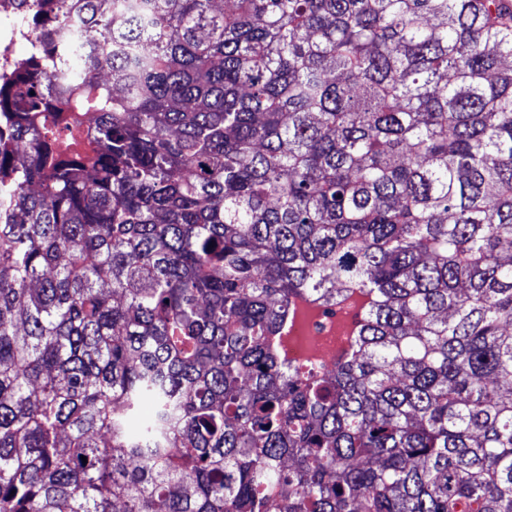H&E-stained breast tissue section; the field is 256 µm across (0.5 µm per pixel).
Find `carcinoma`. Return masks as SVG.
<instances>
[{"mask_svg":"<svg viewBox=\"0 0 512 512\" xmlns=\"http://www.w3.org/2000/svg\"><path fill=\"white\" fill-rule=\"evenodd\" d=\"M4 5L0 512H512V0ZM347 318V321L349 319L352 320V318H355V310H349L347 308H344L340 312H338L336 318L333 319L332 324L324 323V328L321 333H316L312 327H308L305 329H295L294 338L290 345H288V337L292 335V330L288 333V330L286 332H283V342L285 346V350L288 352V358H299L297 356V353L299 351H302L303 347V341L305 336H316V337H324V336H334L336 334L337 336L340 333V328L336 325V323L343 319ZM346 321V322H347Z\"/></svg>","mask_w":512,"mask_h":512,"instance_id":"obj_1","label":"carcinoma"}]
</instances>
